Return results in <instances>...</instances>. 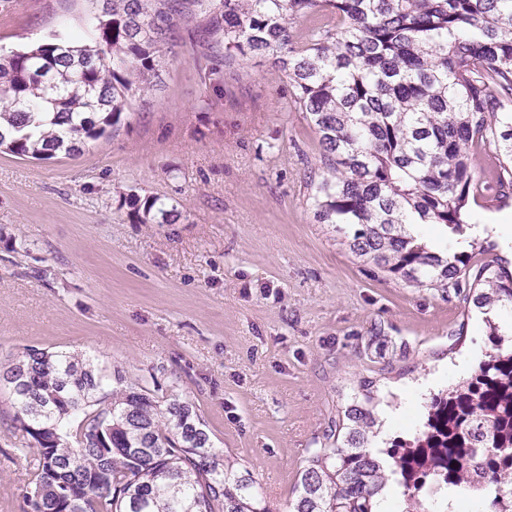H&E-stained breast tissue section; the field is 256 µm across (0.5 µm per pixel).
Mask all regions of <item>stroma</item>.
<instances>
[{
	"label": "stroma",
	"mask_w": 512,
	"mask_h": 512,
	"mask_svg": "<svg viewBox=\"0 0 512 512\" xmlns=\"http://www.w3.org/2000/svg\"><path fill=\"white\" fill-rule=\"evenodd\" d=\"M87 0H0V50L81 34ZM160 79L83 153L0 151V365L25 348L94 354L195 402L216 447L286 512L306 458L360 383L398 392L493 345L454 291L351 252L308 201L319 136L272 57L224 61L207 15L177 17ZM176 205L140 223L125 199ZM0 388V512H22L30 458Z\"/></svg>",
	"instance_id": "stroma-1"
}]
</instances>
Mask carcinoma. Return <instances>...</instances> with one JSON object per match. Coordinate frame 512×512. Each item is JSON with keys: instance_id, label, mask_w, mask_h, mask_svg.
<instances>
[{"instance_id": "obj_1", "label": "carcinoma", "mask_w": 512, "mask_h": 512, "mask_svg": "<svg viewBox=\"0 0 512 512\" xmlns=\"http://www.w3.org/2000/svg\"><path fill=\"white\" fill-rule=\"evenodd\" d=\"M87 41L52 38L0 52V147L20 157L82 153L159 78L172 20L194 11L224 33L227 63L271 55L319 135L327 174L308 200L320 224L352 227L350 250L418 288L467 289L495 352L423 402L421 422L375 448L378 400L363 386L343 405L331 448L307 458L289 512H382L403 488L453 494L487 480L489 512H512V272L472 252L448 254L410 224L465 232L470 200L512 186V0H87ZM336 26L298 37L318 11ZM492 150L489 176L477 154ZM142 221L171 223L158 196L126 198ZM14 428L33 453L24 512H273L249 472L214 447L195 404L155 375L128 383L84 354L30 347L0 370Z\"/></svg>"}]
</instances>
